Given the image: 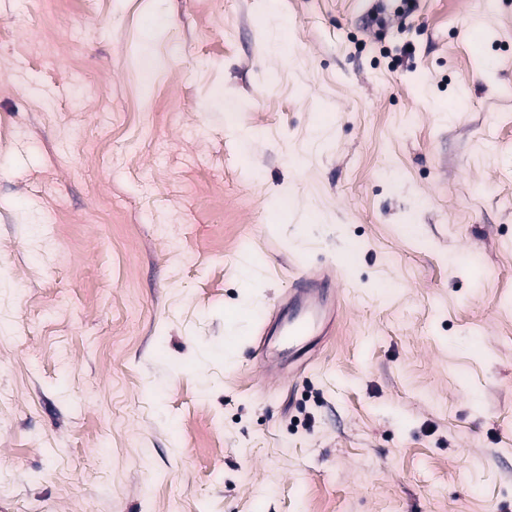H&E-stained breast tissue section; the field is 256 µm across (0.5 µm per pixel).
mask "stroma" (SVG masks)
Here are the masks:
<instances>
[{"label": "stroma", "instance_id": "stroma-1", "mask_svg": "<svg viewBox=\"0 0 512 512\" xmlns=\"http://www.w3.org/2000/svg\"><path fill=\"white\" fill-rule=\"evenodd\" d=\"M375 4L0 0V512H512V0ZM335 280L304 275L296 280L270 311L263 314V325L253 342V352L263 366L278 368L267 357L272 336H288V365L290 374H301L302 362L318 341L328 336L335 321V304L331 300L335 292ZM338 291L339 289L336 288ZM303 350L302 354H298Z\"/></svg>", "mask_w": 512, "mask_h": 512}]
</instances>
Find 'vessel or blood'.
<instances>
[{
    "label": "vessel or blood",
    "instance_id": "vessel-or-blood-1",
    "mask_svg": "<svg viewBox=\"0 0 512 512\" xmlns=\"http://www.w3.org/2000/svg\"><path fill=\"white\" fill-rule=\"evenodd\" d=\"M335 288V280L327 277L306 275L296 280L287 295L263 314V325L253 342L258 358L266 359L271 338L278 334L288 339L289 365L303 373L304 353L329 335L335 321Z\"/></svg>",
    "mask_w": 512,
    "mask_h": 512
}]
</instances>
